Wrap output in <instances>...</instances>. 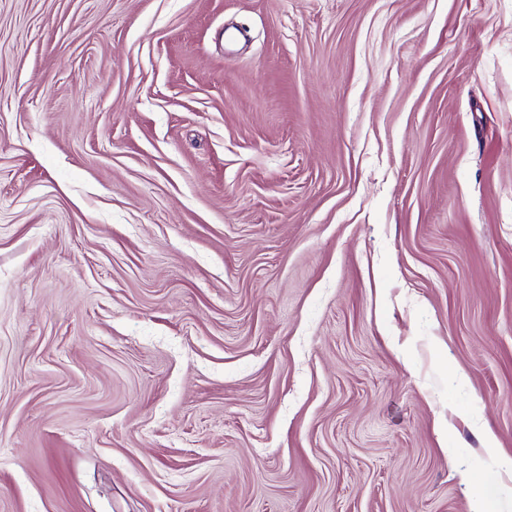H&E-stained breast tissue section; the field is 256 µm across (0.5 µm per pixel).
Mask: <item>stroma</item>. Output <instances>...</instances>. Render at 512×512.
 Masks as SVG:
<instances>
[{"label":"stroma","mask_w":512,"mask_h":512,"mask_svg":"<svg viewBox=\"0 0 512 512\" xmlns=\"http://www.w3.org/2000/svg\"><path fill=\"white\" fill-rule=\"evenodd\" d=\"M496 455L512 0H0V512H512Z\"/></svg>","instance_id":"35a3bbf8"}]
</instances>
